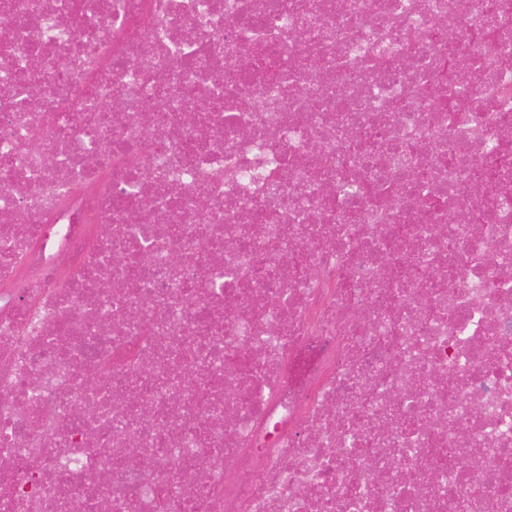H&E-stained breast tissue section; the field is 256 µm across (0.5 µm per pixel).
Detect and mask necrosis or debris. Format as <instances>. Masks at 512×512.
Here are the masks:
<instances>
[{
	"mask_svg": "<svg viewBox=\"0 0 512 512\" xmlns=\"http://www.w3.org/2000/svg\"><path fill=\"white\" fill-rule=\"evenodd\" d=\"M0 512H512V0H0Z\"/></svg>",
	"mask_w": 512,
	"mask_h": 512,
	"instance_id": "4bbe7bcc",
	"label": "necrosis or debris"
}]
</instances>
